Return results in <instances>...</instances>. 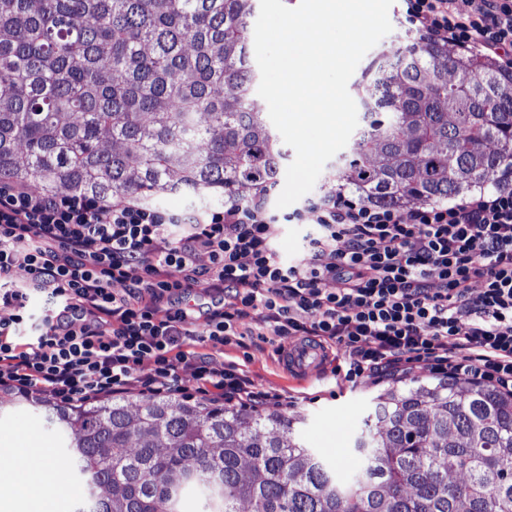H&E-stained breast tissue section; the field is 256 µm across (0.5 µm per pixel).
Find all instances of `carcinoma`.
Here are the masks:
<instances>
[{
    "label": "carcinoma",
    "mask_w": 512,
    "mask_h": 512,
    "mask_svg": "<svg viewBox=\"0 0 512 512\" xmlns=\"http://www.w3.org/2000/svg\"><path fill=\"white\" fill-rule=\"evenodd\" d=\"M259 0H0V180L109 203L244 198L287 152L254 94ZM362 124L336 183L407 207L512 181V71L413 39L354 82ZM76 512H512V394L456 377L373 399L336 470L286 413L189 396L48 404ZM459 478L448 480V473Z\"/></svg>",
    "instance_id": "1"
}]
</instances>
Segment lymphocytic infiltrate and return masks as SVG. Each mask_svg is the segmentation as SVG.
Here are the masks:
<instances>
[{
    "label": "lymphocytic infiltrate",
    "instance_id": "obj_1",
    "mask_svg": "<svg viewBox=\"0 0 512 512\" xmlns=\"http://www.w3.org/2000/svg\"><path fill=\"white\" fill-rule=\"evenodd\" d=\"M404 2L422 38L512 69V0ZM295 218L314 231L287 262L265 189L179 218L0 183V385L96 400L178 393L188 374L217 402L281 403L207 350L240 344L248 321L262 339L343 346L353 382L421 363L512 388V187L407 212L334 191Z\"/></svg>",
    "mask_w": 512,
    "mask_h": 512
}]
</instances>
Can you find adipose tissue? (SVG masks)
Segmentation results:
<instances>
[{"instance_id": "adipose-tissue-1", "label": "adipose tissue", "mask_w": 512, "mask_h": 512, "mask_svg": "<svg viewBox=\"0 0 512 512\" xmlns=\"http://www.w3.org/2000/svg\"><path fill=\"white\" fill-rule=\"evenodd\" d=\"M46 485L68 489L51 449L0 448V512H55L52 501L40 496Z\"/></svg>"}]
</instances>
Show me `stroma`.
Masks as SVG:
<instances>
[{
	"label": "stroma",
	"instance_id": "35a3bbf8",
	"mask_svg": "<svg viewBox=\"0 0 512 512\" xmlns=\"http://www.w3.org/2000/svg\"><path fill=\"white\" fill-rule=\"evenodd\" d=\"M349 359L343 347H326L325 361L319 372L303 376L289 372L279 343L248 336L243 346L224 348L225 362L246 371L258 389H273L287 397L288 413L305 419L302 438L333 465L347 455L371 399L392 384L391 378L376 376L355 384L348 382L340 367ZM28 432L52 448L61 467H69L56 430L47 426L32 408L20 404L15 391L0 387V448L24 447V435Z\"/></svg>",
	"mask_w": 512,
	"mask_h": 512
}]
</instances>
